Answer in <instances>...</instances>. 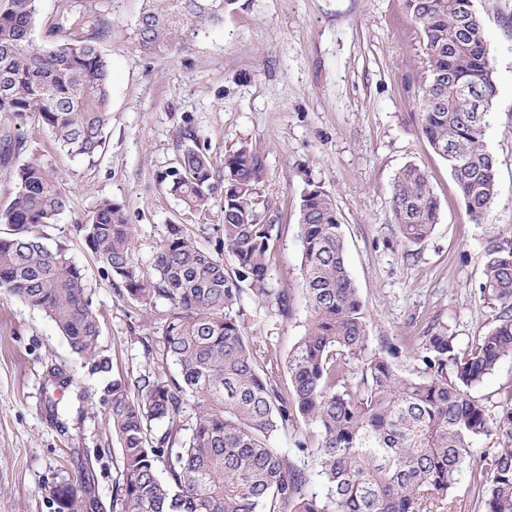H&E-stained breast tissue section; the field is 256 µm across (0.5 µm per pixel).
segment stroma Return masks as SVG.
<instances>
[{
  "instance_id": "stroma-1",
  "label": "stroma",
  "mask_w": 512,
  "mask_h": 512,
  "mask_svg": "<svg viewBox=\"0 0 512 512\" xmlns=\"http://www.w3.org/2000/svg\"><path fill=\"white\" fill-rule=\"evenodd\" d=\"M143 0H40L32 37L50 42L65 24L87 37L100 26L110 65L106 146L94 161L61 152L41 125L0 114V129L21 135L22 154L0 160V210L15 192V171L37 157L71 189L69 208L43 229L49 247L66 248L84 272L102 325L100 354L114 374L136 378L155 365V327L165 301L147 311L120 294L79 230L101 199L123 205L143 266L172 224H190L214 249L223 194L209 211L187 217L162 183L184 149L196 144L215 168L225 151L252 145L263 169L260 192L281 227L272 287L288 291L289 313L242 293L249 335L287 354L309 316L302 287L298 224L308 184L336 201L346 260L364 304L370 346L394 350L404 374L416 373L420 338L432 320L447 323L459 348L495 325L482 298V257L489 243L512 250V0H474L486 28L498 94L485 144L498 162L493 204L482 223L467 213L448 165L419 132L426 49L405 0H235L223 24L169 56L136 46ZM420 166L440 204L424 241L403 242L389 207L394 179ZM512 389V359L500 362L473 396L498 411ZM101 376L74 354L49 317L0 289V512H59L61 496L93 475L86 512H123L120 451L105 428ZM496 437L475 443L449 495L457 512H484L475 488L477 458Z\"/></svg>"
}]
</instances>
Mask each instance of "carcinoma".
Here are the masks:
<instances>
[{
	"label": "carcinoma",
	"instance_id": "obj_1",
	"mask_svg": "<svg viewBox=\"0 0 512 512\" xmlns=\"http://www.w3.org/2000/svg\"><path fill=\"white\" fill-rule=\"evenodd\" d=\"M233 3L143 0L138 48L180 53L190 36L223 22ZM405 3L427 50L421 134L448 163L467 212L480 223L496 195L498 167L484 141L489 113L479 106L497 96L484 21L473 0ZM37 15V0L0 4V112L44 126L60 151L91 161L106 144L110 68L98 47L106 27L73 38L60 26L51 45H39L31 39ZM261 172L247 143L224 156L220 171L198 147L186 148L163 180L190 213L205 212L223 190L222 239L211 252L187 225L170 224L150 272L136 258L120 203L100 200L81 227L127 298L146 310L167 301L156 327L158 353L178 367L177 377L148 369L129 380L99 357L101 323L82 269L41 233L70 204L57 171L38 158L21 164L13 198L0 210V224L9 226L0 235V288L50 317L75 354L98 358L126 512H454L448 489L474 444L492 434L499 448L483 457L478 492L485 512H512V405L495 417L471 395L512 358V251L491 245L483 255L479 289L496 325L462 350L447 324L433 323L419 375H405L396 354L370 349L335 199L311 184L298 218L310 317L283 359L248 335L237 309L246 282L255 300L288 315V293L268 283L279 228L264 223ZM389 205L408 243L425 240L438 223L439 202L417 165L397 174ZM188 396L195 409L185 420ZM295 418L317 432L316 445L297 443L312 458V472L271 446ZM313 475L321 490L303 491Z\"/></svg>",
	"mask_w": 512,
	"mask_h": 512
}]
</instances>
